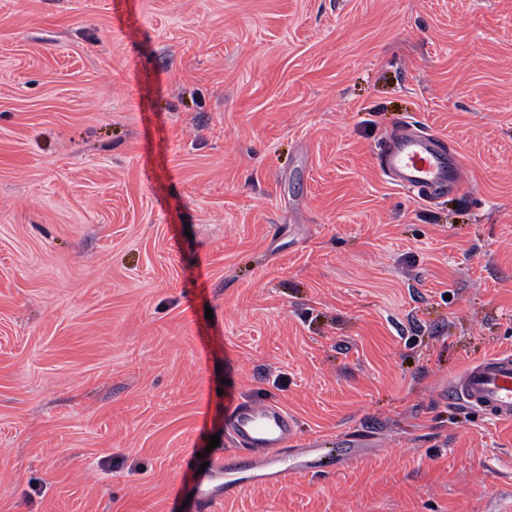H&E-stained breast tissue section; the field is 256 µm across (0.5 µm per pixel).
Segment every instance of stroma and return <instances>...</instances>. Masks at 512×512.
Segmentation results:
<instances>
[{
  "label": "stroma",
  "mask_w": 512,
  "mask_h": 512,
  "mask_svg": "<svg viewBox=\"0 0 512 512\" xmlns=\"http://www.w3.org/2000/svg\"><path fill=\"white\" fill-rule=\"evenodd\" d=\"M501 351L512 0H0V512H196L240 400L378 447L216 512H506L512 422L440 398ZM377 165L399 188L422 198L458 190L463 165L444 139L412 126L391 134L379 147Z\"/></svg>",
  "instance_id": "35a3bbf8"
}]
</instances>
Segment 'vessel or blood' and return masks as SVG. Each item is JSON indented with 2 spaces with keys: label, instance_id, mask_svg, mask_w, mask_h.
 <instances>
[{
  "label": "vessel or blood",
  "instance_id": "b4317fda",
  "mask_svg": "<svg viewBox=\"0 0 512 512\" xmlns=\"http://www.w3.org/2000/svg\"><path fill=\"white\" fill-rule=\"evenodd\" d=\"M377 165L399 188L422 198L459 189L463 165L444 139L406 126L379 147ZM450 403L486 417L512 421V353L500 352L469 364L448 384ZM224 425L232 454L195 474L190 491L198 512H214L219 497L240 494L250 485H278L293 474L338 473L368 458L374 437L341 433L297 445L295 421L278 406L250 402L226 411Z\"/></svg>",
  "mask_w": 512,
  "mask_h": 512
}]
</instances>
